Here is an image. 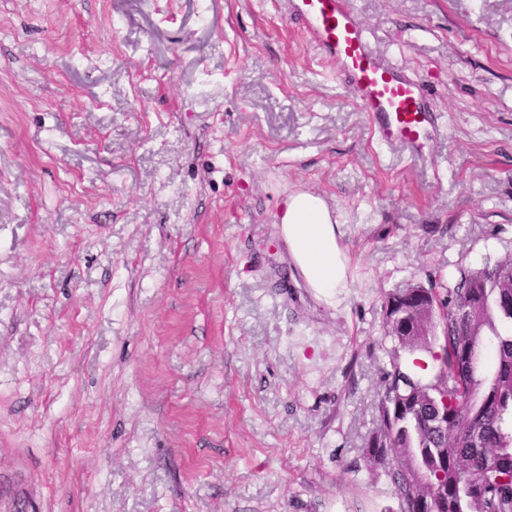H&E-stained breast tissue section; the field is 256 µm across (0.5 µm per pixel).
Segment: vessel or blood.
Wrapping results in <instances>:
<instances>
[{"label": "vessel or blood", "mask_w": 512, "mask_h": 512, "mask_svg": "<svg viewBox=\"0 0 512 512\" xmlns=\"http://www.w3.org/2000/svg\"><path fill=\"white\" fill-rule=\"evenodd\" d=\"M317 46L338 65L374 124L380 145L397 144L410 157L422 154L437 131L421 82L407 62L391 58L371 43L349 0H280Z\"/></svg>", "instance_id": "1"}]
</instances>
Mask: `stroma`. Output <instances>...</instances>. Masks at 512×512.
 Listing matches in <instances>:
<instances>
[{
  "label": "stroma",
  "instance_id": "stroma-1",
  "mask_svg": "<svg viewBox=\"0 0 512 512\" xmlns=\"http://www.w3.org/2000/svg\"><path fill=\"white\" fill-rule=\"evenodd\" d=\"M350 2L444 117L420 158L276 0H0V512H395L383 305L512 250V0ZM277 225L291 261L318 298L331 301L349 287L351 259L342 243L344 226L322 196L288 192Z\"/></svg>",
  "mask_w": 512,
  "mask_h": 512
}]
</instances>
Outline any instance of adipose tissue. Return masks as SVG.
I'll return each instance as SVG.
<instances>
[{"label": "adipose tissue", "mask_w": 512, "mask_h": 512, "mask_svg": "<svg viewBox=\"0 0 512 512\" xmlns=\"http://www.w3.org/2000/svg\"><path fill=\"white\" fill-rule=\"evenodd\" d=\"M278 231L291 261L318 298L330 301L348 288L351 259L343 245L345 231L322 196L303 190L287 193Z\"/></svg>", "instance_id": "obj_1"}]
</instances>
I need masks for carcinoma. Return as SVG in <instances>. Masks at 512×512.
Returning <instances> with one entry per match:
<instances>
[{
  "label": "carcinoma",
  "mask_w": 512,
  "mask_h": 512,
  "mask_svg": "<svg viewBox=\"0 0 512 512\" xmlns=\"http://www.w3.org/2000/svg\"><path fill=\"white\" fill-rule=\"evenodd\" d=\"M444 336H392L364 457L390 478L398 512H512V252L432 289ZM415 289L384 303L391 323ZM490 338L493 359H476ZM431 356L426 381L403 354Z\"/></svg>",
  "instance_id": "cac0c4a2"
}]
</instances>
